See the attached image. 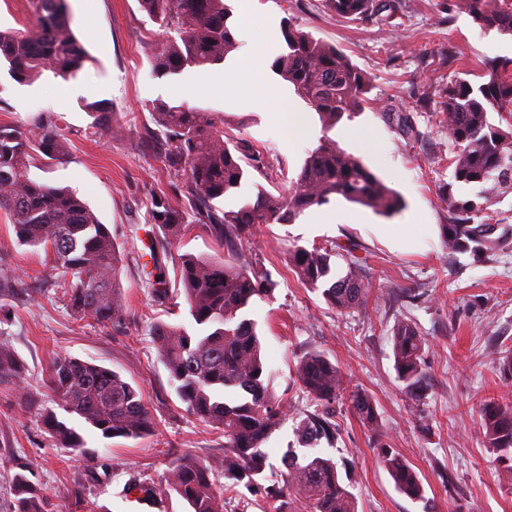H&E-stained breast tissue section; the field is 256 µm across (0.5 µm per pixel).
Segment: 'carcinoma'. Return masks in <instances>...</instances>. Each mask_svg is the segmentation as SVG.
<instances>
[{"mask_svg":"<svg viewBox=\"0 0 512 512\" xmlns=\"http://www.w3.org/2000/svg\"><path fill=\"white\" fill-rule=\"evenodd\" d=\"M30 26L20 32L0 31V61L11 78L27 83L47 68L64 76L80 70L88 59L85 45L72 31L66 0H29ZM149 17L178 38L151 49L156 74H178L186 67L217 64L239 47L228 23L224 0H139ZM325 7L341 23L383 20V13L402 8L399 0H325ZM455 8L470 14L483 31L512 37V0H456ZM286 50L271 69L294 87L297 95L319 115L328 132L371 103L369 75L335 45L314 38L294 24L284 29ZM446 113L448 157L452 178L441 192L448 223L441 225L448 257L469 253L481 262L499 250L511 228L492 237L494 225L480 221L489 212L485 185H512V59L494 58L482 69L478 83L456 76L434 90ZM86 109L93 127L113 131L110 113L96 104ZM497 113L494 124L490 113ZM152 118L161 132L146 128L148 138L164 136V159L184 176L188 205L165 196L152 198L150 221L160 232L150 245L149 257L158 262L194 225L211 233L229 254H235L257 224H293L309 208L342 198L347 202L391 216L403 207V197L382 182L355 155L325 136L308 151L287 193L275 195L261 184L242 195L250 170L265 179L277 174L245 149L233 130L238 124L227 116L192 107L160 103ZM34 137L0 126V211L13 226L16 241L41 247L51 256V269L61 279L51 285L62 289L68 306L98 323L124 319L125 304L119 279V252L106 225L100 223L75 193L29 178L35 157L62 162L67 155L63 129L56 122L34 124ZM461 187H479L474 198ZM239 196L240 203L220 209L215 201ZM346 272H336V260ZM182 287L191 327L158 321L151 326L157 353L169 374L176 395L195 418L224 434V456L204 465L192 457L176 458L168 470L165 489L184 500L190 512H224L240 483L263 487L271 512H287L288 496L297 493L306 512H358L354 487L343 482L335 457L299 455L289 447L281 455L283 481L262 486L274 472L263 445L285 420L292 419L298 443L315 448L334 447L339 436L336 403L344 390L338 365L326 354L305 352L296 376L303 392L315 402L312 412L291 415L290 406L271 384V371L261 355L257 322L247 311L272 292L273 280L260 264L236 265L219 256L184 254L179 257ZM288 266L297 281L321 292L325 302L340 312L365 306L369 280L360 274L362 259L351 241L332 247L288 251ZM397 379L406 397L419 402L427 390L422 366L426 339L414 322L400 319L392 330ZM24 382L23 367L0 344V383ZM48 388L66 414L81 419L106 438L138 439L154 426L139 387L119 373L98 364L61 356L51 366ZM351 409L362 421L378 423L374 400L366 393L351 396ZM52 442L77 448L87 458L81 434L54 413L47 415ZM483 437L499 451L496 462L512 473V407L489 403L482 409ZM379 458L396 490L414 501L425 499L417 472L381 442ZM11 512H52L47 494L19 469L12 477Z\"/></svg>","mask_w":512,"mask_h":512,"instance_id":"obj_1","label":"carcinoma"}]
</instances>
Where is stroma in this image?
<instances>
[{
	"mask_svg": "<svg viewBox=\"0 0 512 512\" xmlns=\"http://www.w3.org/2000/svg\"><path fill=\"white\" fill-rule=\"evenodd\" d=\"M391 18L371 24L339 23L323 0H229L230 19L241 44L224 63L188 67L159 76L149 60L152 44L170 34L139 8L138 0H67L73 32L85 42L89 60L75 77L53 71L29 84L0 68V125L29 131L42 117L57 120L68 143L64 162L35 160L32 179L67 186L107 224L122 262L119 269L126 316L100 325L73 313L46 280V253L18 245L0 215V344L8 345L24 368V385L0 384V512H11L10 479L17 468L51 497L55 512H189L175 492L157 504L138 499L129 486L161 481L182 454L208 461L224 453V436L189 415L169 384L149 328L163 320L189 324L183 297L155 300L143 273V239L151 232L147 207L153 196L184 199L182 178L170 171L155 143L143 136L159 103L191 105L232 115L239 138L281 169L266 181L268 191L288 188L308 150L319 143L316 112L292 85L273 71L265 78L276 106L257 103L249 88L227 82L225 66L244 63V44L267 45L265 63L283 53V28L294 22L315 38L336 45L372 78L367 108L342 120L331 138L363 162L404 199L393 216L335 198L306 210L292 224L254 229L244 259H259L276 283L256 301L250 316L263 331L265 355L275 372L279 397L299 409L308 400L294 367L307 350L323 351L344 374L347 390H362L375 401L382 430L374 432L350 409L338 416L337 441L358 496L359 512H512V477L484 442L481 409L486 402L512 406V377L499 368L498 352L512 350V238L483 264L470 255L449 259L441 224L448 215L439 201L452 175L448 133L436 103H424L430 86L457 73L476 72L489 58H512V39L482 32L472 17L453 9V0H401ZM463 49L462 60L438 65L439 53ZM77 87L65 98L62 84ZM99 105L112 116L113 132L98 133L86 107ZM405 109L418 131L403 138L387 113ZM353 240L373 287L364 309L346 314L328 306L320 293L297 283L287 269L288 247L327 246ZM214 238L193 229L162 257L167 281L176 278L185 253L214 255ZM408 297H398V289ZM413 320L427 340L423 367L428 389L418 404L408 402L394 368L391 331L398 319ZM70 356L110 368L138 385L154 420L140 439H108L89 428L81 434L93 461L56 447L43 414L56 411L47 388L54 358ZM40 408L25 411L22 391ZM390 444L419 474L426 503L398 493L377 458V440Z\"/></svg>",
	"mask_w": 512,
	"mask_h": 512,
	"instance_id": "1",
	"label": "stroma"
}]
</instances>
